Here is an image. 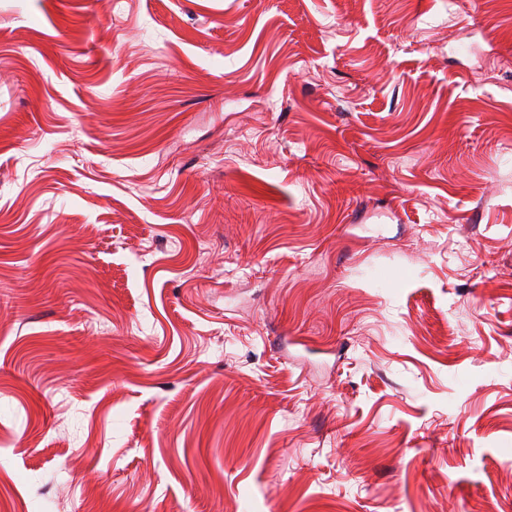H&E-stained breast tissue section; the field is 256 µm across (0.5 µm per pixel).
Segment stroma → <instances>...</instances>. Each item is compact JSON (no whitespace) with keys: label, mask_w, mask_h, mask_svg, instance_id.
I'll return each instance as SVG.
<instances>
[{"label":"stroma","mask_w":512,"mask_h":512,"mask_svg":"<svg viewBox=\"0 0 512 512\" xmlns=\"http://www.w3.org/2000/svg\"><path fill=\"white\" fill-rule=\"evenodd\" d=\"M512 0H0V497L512 512Z\"/></svg>","instance_id":"1"}]
</instances>
